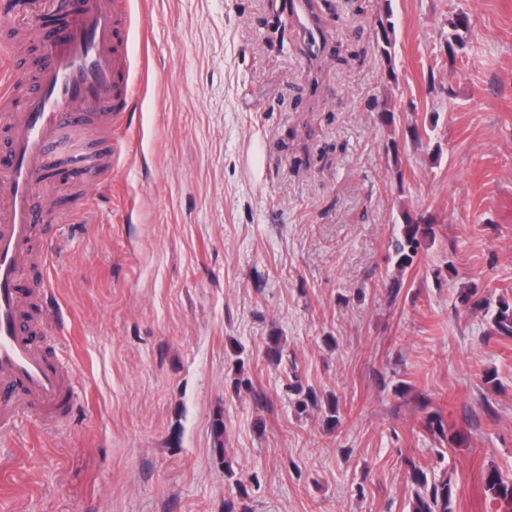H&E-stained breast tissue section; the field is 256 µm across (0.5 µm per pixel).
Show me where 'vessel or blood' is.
I'll return each instance as SVG.
<instances>
[{"label": "vessel or blood", "mask_w": 512, "mask_h": 512, "mask_svg": "<svg viewBox=\"0 0 512 512\" xmlns=\"http://www.w3.org/2000/svg\"><path fill=\"white\" fill-rule=\"evenodd\" d=\"M24 21H0V435L25 420L49 426L68 413L69 365L40 344L49 313L47 288L24 277L48 270L57 239L37 241L50 220L39 185L58 172L74 192L78 218L94 210L90 191L114 167L117 134L128 124L137 93L130 79V0H73L65 24L44 39L35 70L18 53L38 34L41 7Z\"/></svg>", "instance_id": "1"}]
</instances>
